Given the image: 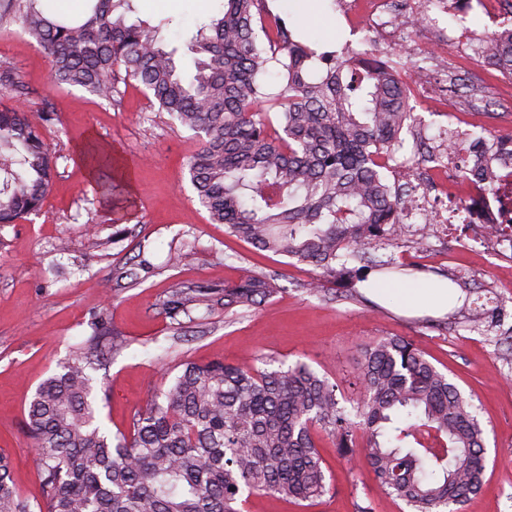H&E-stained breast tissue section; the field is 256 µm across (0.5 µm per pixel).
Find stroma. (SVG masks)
Wrapping results in <instances>:
<instances>
[{"instance_id": "stroma-1", "label": "stroma", "mask_w": 512, "mask_h": 512, "mask_svg": "<svg viewBox=\"0 0 512 512\" xmlns=\"http://www.w3.org/2000/svg\"><path fill=\"white\" fill-rule=\"evenodd\" d=\"M223 3L176 0L172 8L150 10L143 0H133L130 17L159 27L188 77L192 41ZM288 3L267 0L272 13L290 14L319 46L359 47L361 37L352 32L339 0H308L303 13L289 12ZM1 61L22 71L32 89L23 106L47 102L55 114L43 128L57 162L43 207L25 221L0 226V449L9 454L14 479L27 495L39 494L35 453L24 426L27 404L71 348L92 335L94 321L103 319L128 343L92 373L106 385L101 419L113 433L128 430L134 412L146 407L165 375H177L185 362L300 360L336 383L338 397L349 400L359 392L363 347L381 336L413 340L471 399L487 430L485 483L465 512H512V345L470 331L457 305L444 315L412 314L401 304L380 303L367 289L371 280L426 284L452 269L512 312V292L497 288L491 264L469 252L449 253L416 219L400 239L371 250L379 260L415 262V269L402 274L371 269L367 282L356 283L354 296H347L337 279L320 269L258 251L228 235L223 225L209 223L187 176L192 132L172 124L140 88L128 87L113 106L83 89L56 85L46 55L15 31L0 32ZM447 67L452 78L436 103L455 111L479 107L487 114V132L512 133V80L472 71L454 55ZM89 143L112 149L130 165V184L112 199L100 196L78 157ZM172 252L182 254L179 266H168ZM130 267L137 282L117 279V271ZM257 274L278 287L258 306L228 314L219 305L179 326L158 308L171 288H220ZM317 279L323 288L314 294L308 285ZM318 446L330 493L308 508L254 495L244 512H356L367 503L373 512H404L401 500L380 491L367 466L342 457L327 436H320Z\"/></svg>"}]
</instances>
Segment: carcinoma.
<instances>
[{"label": "carcinoma", "mask_w": 512, "mask_h": 512, "mask_svg": "<svg viewBox=\"0 0 512 512\" xmlns=\"http://www.w3.org/2000/svg\"><path fill=\"white\" fill-rule=\"evenodd\" d=\"M85 16L57 18L40 0H0V30L27 35L51 62L58 85L109 103L135 84L195 133L187 173L213 224L260 251L308 263L330 276L350 272L371 245L403 232L411 195L391 183L401 134L416 118L388 63L348 47L318 51L265 0H224L198 31L195 74L184 81L158 29L127 16L132 0H88ZM512 77V28L480 43ZM275 76L270 81L269 76ZM30 94L17 68L0 64V95ZM40 121L0 105V224L40 212L56 160ZM90 173L115 170L112 150L89 144ZM457 301L470 327L490 336L498 320L465 277ZM277 292L248 276L217 288L179 286L159 303L173 321L216 305L229 312ZM126 340L100 321L95 332L38 384L26 427L41 499L15 485L0 451V512H240L244 494L309 502L330 487L316 438L361 451L381 492L409 512H463L485 480L486 432L463 396L413 342L381 337L362 351L360 399L340 405L336 384L304 362L276 370L186 362L167 389L135 412L130 432L100 422L88 369Z\"/></svg>", "instance_id": "1"}]
</instances>
